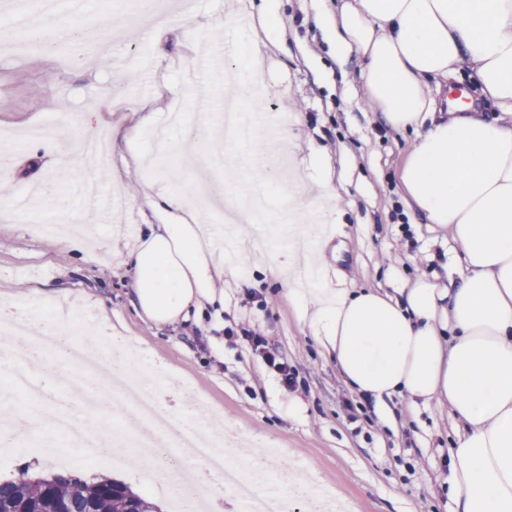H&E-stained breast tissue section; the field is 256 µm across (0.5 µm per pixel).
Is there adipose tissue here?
Instances as JSON below:
<instances>
[{
    "label": "adipose tissue",
    "mask_w": 512,
    "mask_h": 512,
    "mask_svg": "<svg viewBox=\"0 0 512 512\" xmlns=\"http://www.w3.org/2000/svg\"><path fill=\"white\" fill-rule=\"evenodd\" d=\"M328 38L337 63L359 56L386 125L414 134L400 180L410 204L450 236L459 281L448 288L424 275L395 296L334 287L318 233L334 192L324 170L315 191L296 188L273 276L352 391L449 408L456 512H512V0H340ZM463 62L495 120L462 98L438 117L430 84ZM145 199L174 220L139 225L122 257L135 309L160 329L200 318L224 302L218 229L182 196Z\"/></svg>",
    "instance_id": "adipose-tissue-1"
}]
</instances>
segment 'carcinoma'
<instances>
[{
	"label": "carcinoma",
	"mask_w": 512,
	"mask_h": 512,
	"mask_svg": "<svg viewBox=\"0 0 512 512\" xmlns=\"http://www.w3.org/2000/svg\"><path fill=\"white\" fill-rule=\"evenodd\" d=\"M157 512L144 495L105 476L67 471L0 480V512Z\"/></svg>",
	"instance_id": "1"
}]
</instances>
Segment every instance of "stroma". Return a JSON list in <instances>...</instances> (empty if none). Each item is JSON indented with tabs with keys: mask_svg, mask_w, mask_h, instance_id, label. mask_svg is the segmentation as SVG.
Wrapping results in <instances>:
<instances>
[{
	"mask_svg": "<svg viewBox=\"0 0 512 512\" xmlns=\"http://www.w3.org/2000/svg\"><path fill=\"white\" fill-rule=\"evenodd\" d=\"M176 17L164 25L126 18L121 35L101 26L121 15L117 0H87L84 22L100 24L95 52L41 51L0 60V148L11 150L0 170V206L18 192L41 185L64 201L70 221H93L88 237L98 260L83 262L65 250L39 210L24 219H0V301L18 313L51 316L69 304L97 315L99 299L110 313L102 333L119 337L140 354L161 381L162 406H183L185 389L204 402L207 419L217 420L230 443L277 449L289 464L301 465L314 487L338 496L346 512H454L448 494L449 448L456 424L449 410L412 411L393 397L385 415L373 401L351 391L333 362L304 333L298 314L278 285L253 270L244 252L227 254L238 275H225L224 310H207L200 323L157 328L136 313L119 256L136 242L138 225L159 223L147 205L146 185L167 192L194 193L200 160L194 152L204 136L207 102L199 82L198 30H218L244 20L261 64L255 84L262 112L277 113L294 134L284 149L293 186L314 173L317 160L330 167L336 197L321 221L328 274L339 288L393 291L425 274L449 285L450 246L411 207L400 182L413 137L392 131L368 102L350 57L344 67L326 42L325 29L336 0H174ZM147 105L153 121L134 127V141L110 145L100 192L130 205L129 221L110 231L111 216L83 195L81 164L71 162L66 140L103 137L112 125ZM150 162L133 164L136 144ZM256 321L271 336L297 376L285 386L263 357L226 328ZM117 463L99 464L92 454L76 456L74 470L120 480L169 512L168 489L151 488L132 449H118Z\"/></svg>",
	"mask_w": 512,
	"mask_h": 512,
	"instance_id": "35a3bbf8",
	"label": "stroma"
}]
</instances>
